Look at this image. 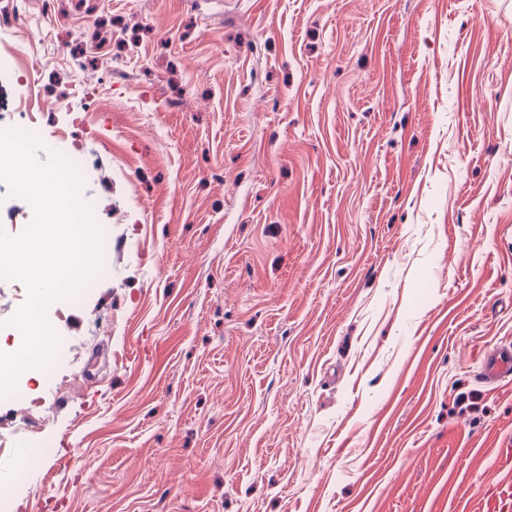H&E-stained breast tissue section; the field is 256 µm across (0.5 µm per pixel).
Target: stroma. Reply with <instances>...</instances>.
<instances>
[{
	"instance_id": "obj_1",
	"label": "stroma",
	"mask_w": 512,
	"mask_h": 512,
	"mask_svg": "<svg viewBox=\"0 0 512 512\" xmlns=\"http://www.w3.org/2000/svg\"><path fill=\"white\" fill-rule=\"evenodd\" d=\"M0 116L101 269L0 398L8 512H473L512 445V0H28ZM27 296L0 280V351ZM481 380L493 388L512 381V345L498 346L487 351L482 359Z\"/></svg>"
}]
</instances>
